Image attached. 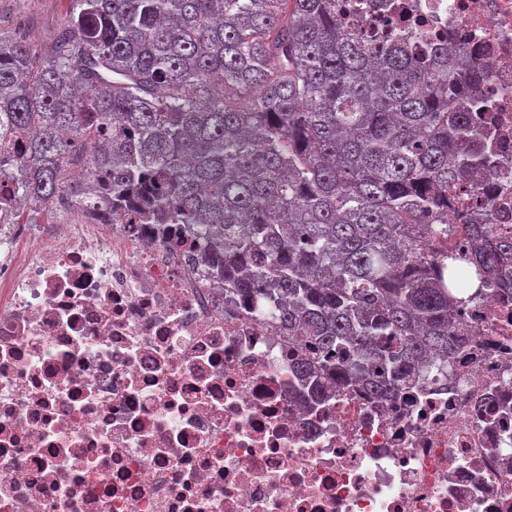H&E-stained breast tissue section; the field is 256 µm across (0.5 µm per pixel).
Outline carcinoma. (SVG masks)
Segmentation results:
<instances>
[{"label":"carcinoma","instance_id":"carcinoma-1","mask_svg":"<svg viewBox=\"0 0 512 512\" xmlns=\"http://www.w3.org/2000/svg\"><path fill=\"white\" fill-rule=\"evenodd\" d=\"M48 50L0 39V153L24 204L66 187L113 224H195L236 295L267 300L335 383L385 396L458 351L454 300L508 283L512 238L448 192L498 167L480 64L336 0H71ZM91 149L96 175L69 185ZM468 227L465 224H448V254L464 256L469 250Z\"/></svg>","mask_w":512,"mask_h":512}]
</instances>
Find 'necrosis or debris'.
Here are the masks:
<instances>
[{
  "mask_svg": "<svg viewBox=\"0 0 512 512\" xmlns=\"http://www.w3.org/2000/svg\"><path fill=\"white\" fill-rule=\"evenodd\" d=\"M475 52L512 207V0H408ZM0 166V512H512V289L398 394L298 392L291 336L213 279L179 224H110L70 192L18 220Z\"/></svg>",
  "mask_w": 512,
  "mask_h": 512,
  "instance_id": "necrosis-or-debris-1",
  "label": "necrosis or debris"
}]
</instances>
